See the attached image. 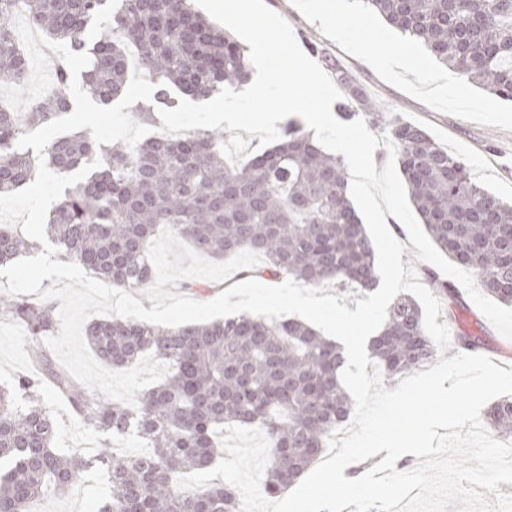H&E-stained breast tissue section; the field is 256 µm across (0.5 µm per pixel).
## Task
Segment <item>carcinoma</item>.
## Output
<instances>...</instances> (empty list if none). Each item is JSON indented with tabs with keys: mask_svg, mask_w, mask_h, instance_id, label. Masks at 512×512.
Wrapping results in <instances>:
<instances>
[{
	"mask_svg": "<svg viewBox=\"0 0 512 512\" xmlns=\"http://www.w3.org/2000/svg\"><path fill=\"white\" fill-rule=\"evenodd\" d=\"M363 2L464 79L512 100V0ZM106 11L108 24L88 41L89 24ZM18 13L51 40L87 52L83 85L101 105L124 94L126 58L134 48L156 86L152 102L135 112L144 123L152 122L154 108L173 103L175 92L204 102L251 76L243 47L190 0H120L115 9L108 0H0V18ZM58 65L52 88L25 108L24 120L0 107L2 193L35 179L36 155L17 148L20 136L71 107L70 71ZM28 75L17 37L0 25V84L23 86ZM336 81L347 106L388 133L409 201L432 241L487 294L512 307V205L479 186L467 162L425 129L385 111L347 72L336 69ZM223 142V134L206 129L178 138L159 134L133 149L122 141L98 146L88 128L53 139L44 153L56 172L70 174L96 158L101 166L65 190L49 215L46 238L62 260L119 288L151 285L147 253L160 227L207 259L251 250L263 258L253 276L269 281L291 277L306 287L332 283L357 292L377 286L375 251L350 199L343 157L326 152L296 123L270 149L238 165L227 163ZM38 247L0 225V264ZM0 318L24 329L32 365L12 389L0 388V512H28L47 488L65 491L90 471L106 476L102 512H236L239 493L225 482L196 493L176 485L220 455L217 427L264 432L270 458L261 488L277 497L313 467L327 436L354 409L341 382L343 347L299 319L239 313L179 327L119 317L90 321L86 340L106 364L130 368L152 354L170 365L161 383L136 394L132 409L57 365L44 346L57 326L52 304L0 297ZM367 350L389 383L436 355L411 295L391 303ZM44 384L85 427L108 438L96 454L55 450ZM488 418L494 431L512 434V399L493 404ZM129 436L144 448L112 452L109 440Z\"/></svg>",
	"mask_w": 512,
	"mask_h": 512,
	"instance_id": "carcinoma-1",
	"label": "carcinoma"
}]
</instances>
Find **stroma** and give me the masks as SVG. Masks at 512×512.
Here are the masks:
<instances>
[{
    "label": "stroma",
    "instance_id": "1",
    "mask_svg": "<svg viewBox=\"0 0 512 512\" xmlns=\"http://www.w3.org/2000/svg\"><path fill=\"white\" fill-rule=\"evenodd\" d=\"M291 25L301 48L325 72L339 67L367 89L386 111L397 113L426 129L449 153L467 160L472 175L483 187L505 201H512V101L489 94L438 63L426 49L366 9L362 0H314L298 11L296 0H265ZM449 79L453 90L435 92L431 76ZM438 323L451 336L476 337L478 354L512 369V339L503 337L469 299L464 289L454 295L439 294ZM29 367L22 329L0 319V386H10ZM45 403L55 415L56 448L94 454L102 445L100 434L84 427L70 408L51 391ZM106 485L91 476L64 494H46L39 506L44 512H99Z\"/></svg>",
    "mask_w": 512,
    "mask_h": 512
}]
</instances>
